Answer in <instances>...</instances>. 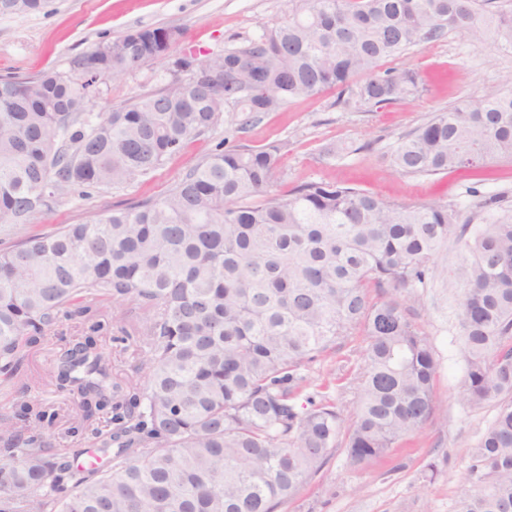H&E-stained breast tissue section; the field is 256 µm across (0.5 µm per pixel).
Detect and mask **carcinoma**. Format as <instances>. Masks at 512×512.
<instances>
[{
	"mask_svg": "<svg viewBox=\"0 0 512 512\" xmlns=\"http://www.w3.org/2000/svg\"><path fill=\"white\" fill-rule=\"evenodd\" d=\"M46 0H0L25 17ZM491 0H300L247 45L199 62L184 55L155 92L86 111L95 80L74 72L0 78V223L25 224L76 191L159 168L218 124L227 105L245 131L298 96L337 91L358 112L419 92L411 68L380 69L409 47L458 32L512 49V9ZM169 26L96 45L99 79L166 56ZM224 73V89L192 82ZM280 147L234 144L160 199L0 248V375L8 381L71 305L135 301L145 313L147 381L112 382L88 336L56 358L105 465L48 458L0 423V512H278L336 448L342 418L321 397L296 403L303 368L361 330L368 337L346 440L354 471L385 457L435 413L436 362L401 295L425 283L452 243L467 359L460 394L499 411L470 449L458 512H512V204L481 198L472 216L440 202L406 207L364 190L309 182L276 189ZM512 158V90L460 101L393 147L395 170L436 175ZM393 293L369 303L368 286Z\"/></svg>",
	"mask_w": 512,
	"mask_h": 512,
	"instance_id": "1",
	"label": "carcinoma"
}]
</instances>
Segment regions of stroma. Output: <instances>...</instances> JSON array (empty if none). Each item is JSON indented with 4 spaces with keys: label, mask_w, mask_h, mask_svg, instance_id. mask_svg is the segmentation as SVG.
I'll return each mask as SVG.
<instances>
[{
    "label": "stroma",
    "mask_w": 512,
    "mask_h": 512,
    "mask_svg": "<svg viewBox=\"0 0 512 512\" xmlns=\"http://www.w3.org/2000/svg\"><path fill=\"white\" fill-rule=\"evenodd\" d=\"M295 0H48L43 10L26 17L0 16V76L33 77L70 72L72 61L95 45L128 32L156 26H177L182 40L161 59L143 63L118 80L105 79L87 104L103 114L142 93L157 90L175 61L195 53L204 61L240 47L285 21ZM397 65L416 69L422 91L404 104L358 112L337 105L335 91L292 99L238 132L236 115L223 112L217 125L190 140L176 155L145 177L110 187L72 194L42 212L29 224H0V244L8 246L27 233L58 225L91 224L133 204L157 199L180 182L222 142L251 146L282 144L277 188L289 193L308 182L355 187L413 207L432 200L463 214L475 209L471 189L512 199V161L458 167L431 176L392 170L389 152L403 135L460 100L479 102L501 91V80L512 73V50L493 42L473 45L467 37L448 32L437 40L415 45L397 58ZM335 146L333 155L323 147ZM457 251L441 249L425 287L402 294L413 323L427 336L437 364L434 382L438 409L421 429L403 435L383 461L351 471L344 448H337L322 469L283 512H458L470 458L492 422L497 408L473 406L459 395L466 360L460 336V289L452 283ZM143 312L136 303L118 306L104 301L87 313L69 312L59 326L31 349L8 382L0 383V419L9 420L19 438L40 412L55 420L44 429L53 452L74 451L78 467L103 464L75 397L58 388L50 376L57 352L66 344L94 336L112 365L116 382L137 383L143 358L137 340ZM367 347L364 333L339 343L334 353L308 366L305 387L297 397L325 395L335 402L343 420H350L357 402L359 373Z\"/></svg>",
    "instance_id": "stroma-1"
}]
</instances>
